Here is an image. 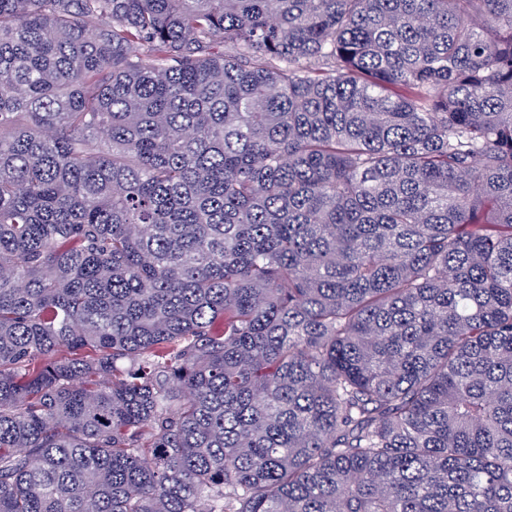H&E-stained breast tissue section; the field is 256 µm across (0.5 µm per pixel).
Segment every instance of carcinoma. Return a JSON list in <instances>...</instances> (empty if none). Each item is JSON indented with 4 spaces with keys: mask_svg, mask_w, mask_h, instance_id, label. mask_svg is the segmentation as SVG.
I'll use <instances>...</instances> for the list:
<instances>
[{
    "mask_svg": "<svg viewBox=\"0 0 512 512\" xmlns=\"http://www.w3.org/2000/svg\"><path fill=\"white\" fill-rule=\"evenodd\" d=\"M0 512H512V0H0Z\"/></svg>",
    "mask_w": 512,
    "mask_h": 512,
    "instance_id": "cac0c4a2",
    "label": "carcinoma"
}]
</instances>
